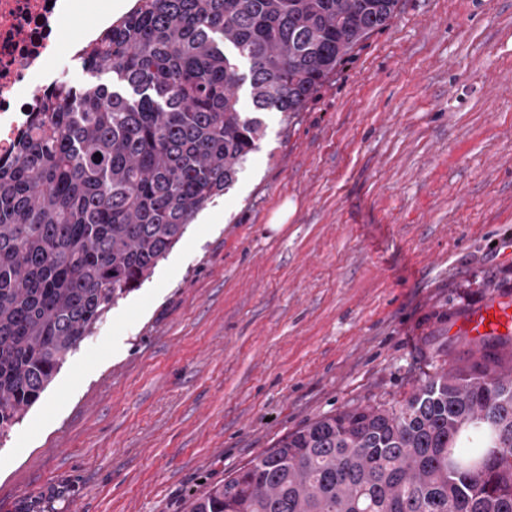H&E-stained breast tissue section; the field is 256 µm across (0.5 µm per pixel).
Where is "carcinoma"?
<instances>
[{
  "label": "carcinoma",
  "instance_id": "obj_1",
  "mask_svg": "<svg viewBox=\"0 0 512 512\" xmlns=\"http://www.w3.org/2000/svg\"><path fill=\"white\" fill-rule=\"evenodd\" d=\"M399 0H136L0 158V438ZM248 73L239 72V62ZM248 83L254 111L237 89ZM101 157H95V154ZM280 439L188 512H512V336Z\"/></svg>",
  "mask_w": 512,
  "mask_h": 512
}]
</instances>
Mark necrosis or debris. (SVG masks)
Returning a JSON list of instances; mask_svg holds the SVG:
<instances>
[{"instance_id": "necrosis-or-debris-1", "label": "necrosis or debris", "mask_w": 512, "mask_h": 512, "mask_svg": "<svg viewBox=\"0 0 512 512\" xmlns=\"http://www.w3.org/2000/svg\"><path fill=\"white\" fill-rule=\"evenodd\" d=\"M72 0H0V156H10L18 135L39 107L25 92L41 81L56 53L57 30L72 15Z\"/></svg>"}]
</instances>
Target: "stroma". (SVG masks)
<instances>
[{
  "mask_svg": "<svg viewBox=\"0 0 512 512\" xmlns=\"http://www.w3.org/2000/svg\"><path fill=\"white\" fill-rule=\"evenodd\" d=\"M94 23L47 62L77 86ZM263 119L232 188L0 442V512H187L288 433L410 393L512 299V0H400L302 112Z\"/></svg>",
  "mask_w": 512,
  "mask_h": 512,
  "instance_id": "35a3bbf8",
  "label": "stroma"
}]
</instances>
